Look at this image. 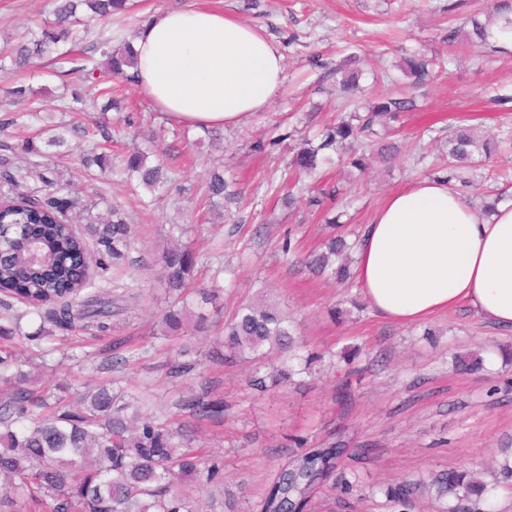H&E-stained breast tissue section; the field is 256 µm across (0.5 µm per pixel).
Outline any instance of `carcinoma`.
<instances>
[{"mask_svg":"<svg viewBox=\"0 0 512 512\" xmlns=\"http://www.w3.org/2000/svg\"><path fill=\"white\" fill-rule=\"evenodd\" d=\"M129 8L128 0H60L52 16L7 40L0 47V72L33 69L52 59L61 74H77L87 84L88 93L108 99L112 81L134 78L136 54L131 43L112 46L108 30L110 15ZM502 33L512 32V0H492L488 9ZM100 24L99 37L83 52L75 53L86 22ZM434 60L424 55L405 59L404 72L420 82L429 76ZM336 91L350 94L359 90L362 70H336ZM40 91L19 84L9 91L11 103L30 106ZM412 101L386 96L350 112L334 126L319 134V142L305 138L292 159L300 176L311 177L324 168L340 167L365 173L373 159L393 161L399 146L393 141H376V128L387 129ZM435 141L447 146L446 181L467 182L465 170L477 158L489 159L500 148V140H483L468 126L448 129ZM62 134L42 141L28 139L0 155V224H26L29 236H17L6 256L0 259V284L9 286L21 311L3 303L8 314L0 317V384L6 386L0 398V478L5 481L0 504L9 512H203L192 489L222 483L219 462L207 460L193 445L190 420L221 419L228 406L203 390L180 400L189 419L174 424L154 413L142 411L135 397L121 389L98 385L76 396L72 407L59 398L44 414L33 413L29 405L34 392L28 388L31 373L24 370L10 343L24 338L39 341V356L57 351L58 332L82 333L90 337L112 333V317L120 307L116 302L130 297L135 278L126 292L112 294V279L104 273H124L130 266L129 250L136 229L125 215L109 205L103 213H93L95 203H86L74 192L73 183L60 180L38 158L60 147ZM127 178L154 195L168 192L169 177L161 163L149 165L146 156L135 150L123 170ZM31 180L49 188L44 197L20 192ZM208 197L212 201L234 198L219 172L209 174ZM79 211L84 223L66 231L68 213ZM353 245L333 235L323 249L302 262L317 274L327 273L344 282L350 278L349 258ZM91 256L88 269L78 262L81 254ZM200 256L188 248H172L153 261L157 282L173 298L158 325L163 337H192L208 320L207 305L215 304V291L190 287ZM36 316L39 326L27 332L23 320ZM217 356L228 362L273 360L263 376L254 375L248 385L259 392L287 388L300 383L298 377L310 373L314 357L299 354L293 319L274 305L263 303V295L241 304L224 321L222 334L214 339ZM200 362L182 350L168 364V376L185 378L197 371ZM355 449L346 447L336 434L320 440L312 448L288 454L256 504V512H319L329 501L367 495L359 481ZM393 512H413L426 507L430 512H496L492 487L474 478L468 470L428 472L411 480L401 478L381 486Z\"/></svg>","mask_w":512,"mask_h":512,"instance_id":"obj_1","label":"carcinoma"}]
</instances>
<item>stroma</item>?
Listing matches in <instances>:
<instances>
[{
    "label": "stroma",
    "mask_w": 512,
    "mask_h": 512,
    "mask_svg": "<svg viewBox=\"0 0 512 512\" xmlns=\"http://www.w3.org/2000/svg\"><path fill=\"white\" fill-rule=\"evenodd\" d=\"M129 11L110 22L114 46L133 40L154 15L188 7L219 9L255 26L279 48L284 81L271 107L221 128L213 140L203 131L175 124L151 105L132 80L122 81L123 111L139 116L145 130L160 132L157 142L133 140L116 133L108 146L114 171L85 168L80 158L89 149L77 128L83 114L64 111L62 95L76 76L61 77L42 69L0 77V109L8 91L21 81L39 88L41 117L0 132V142L17 145L40 130L62 126L67 148L47 164L72 180L82 199L121 206L137 233L131 260L156 257L169 241L171 225H184V245L209 255L196 282H208L211 267H223L217 321H224L262 288L288 310L307 350L321 354L303 386L266 393L251 390L253 366L206 358L187 384L166 376L175 353L171 342L152 337L153 322L169 300L155 282L156 272L138 274L137 300L116 316L114 336L74 338L96 354L94 362L54 358L43 370L46 383L75 388L116 383L150 404L154 412L183 419L178 402L187 390L208 389L230 409L223 419L194 422L195 443L224 462V486L204 497L205 512H253L277 463L294 451L295 438L316 443L329 431H343L357 448V470L368 485L384 484L424 469H467L489 480L485 465L512 441V330L486 321L473 308L440 313L424 322L389 323L370 308L356 281L337 282L312 274L299 254L320 249L328 229L327 215L307 200L293 208L277 205L270 183L290 181V162L303 137L335 124L356 103L394 92L416 102L403 113L397 139L399 157L374 163L355 183L343 182L336 170L319 178L324 189H339L334 212L348 241L361 240L385 200L409 184L433 178L441 154L434 135L465 124L486 136L512 131V112L497 104L498 94L512 90V47L498 52L463 43L448 47L442 37L448 25L463 24L489 0H130ZM54 0H0V42L48 17ZM366 63L361 92L342 97L329 71L350 53ZM420 52L436 57V77L417 86L402 79L398 64ZM120 111V112H123ZM120 112H104L116 122ZM139 148L149 162L164 161L174 187L159 198L127 183L119 175L122 159ZM220 168L234 180L241 202H225L219 213L205 206L204 179ZM512 174V147L480 163L469 181L455 190L469 203L498 188L494 175ZM295 252L281 250L284 238ZM343 311L342 319L329 315ZM126 345L112 350L113 337ZM476 354L478 372L455 368L458 355ZM359 369L349 393L340 390L345 367Z\"/></svg>",
    "instance_id": "stroma-1"
}]
</instances>
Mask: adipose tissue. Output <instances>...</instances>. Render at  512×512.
I'll list each match as a JSON object with an SVG mask.
<instances>
[{
    "label": "adipose tissue",
    "instance_id": "ef3b65f1",
    "mask_svg": "<svg viewBox=\"0 0 512 512\" xmlns=\"http://www.w3.org/2000/svg\"><path fill=\"white\" fill-rule=\"evenodd\" d=\"M133 47L141 92L188 127L235 125L265 111L283 81L278 47L221 10L154 16ZM356 281L369 306L398 325L467 304L512 329V202L487 219L444 181L412 183L368 224Z\"/></svg>",
    "mask_w": 512,
    "mask_h": 512
}]
</instances>
